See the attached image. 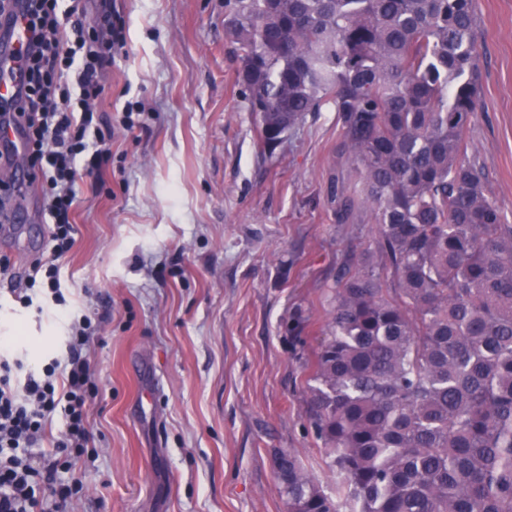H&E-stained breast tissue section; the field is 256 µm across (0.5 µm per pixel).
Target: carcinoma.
Returning <instances> with one entry per match:
<instances>
[{
	"mask_svg": "<svg viewBox=\"0 0 512 512\" xmlns=\"http://www.w3.org/2000/svg\"><path fill=\"white\" fill-rule=\"evenodd\" d=\"M264 142L331 106L377 224L309 358L305 416L332 495L273 455L288 512H512V224L467 131L474 0H224Z\"/></svg>",
	"mask_w": 512,
	"mask_h": 512,
	"instance_id": "cac0c4a2",
	"label": "carcinoma"
}]
</instances>
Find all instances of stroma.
I'll return each mask as SVG.
<instances>
[{
    "mask_svg": "<svg viewBox=\"0 0 512 512\" xmlns=\"http://www.w3.org/2000/svg\"><path fill=\"white\" fill-rule=\"evenodd\" d=\"M127 44L103 108L117 130L101 177L79 183L75 244L61 272L67 305L98 323L88 357L96 460L69 512H287L274 450L294 451L321 484L336 476L305 421L307 357L325 336L343 266L376 247L369 213L341 219L334 189L358 196L332 107L265 147L224 40V0H111ZM480 108L468 132L512 224V0H475ZM0 161V341L13 378L66 355L69 321L22 308L31 254L52 220Z\"/></svg>",
    "mask_w": 512,
    "mask_h": 512,
    "instance_id": "obj_1",
    "label": "stroma"
}]
</instances>
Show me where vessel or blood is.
Here are the masks:
<instances>
[{
    "mask_svg": "<svg viewBox=\"0 0 512 512\" xmlns=\"http://www.w3.org/2000/svg\"><path fill=\"white\" fill-rule=\"evenodd\" d=\"M22 0H0V108L9 107L25 84L20 57L28 44Z\"/></svg>",
    "mask_w": 512,
    "mask_h": 512,
    "instance_id": "1",
    "label": "vessel or blood"
}]
</instances>
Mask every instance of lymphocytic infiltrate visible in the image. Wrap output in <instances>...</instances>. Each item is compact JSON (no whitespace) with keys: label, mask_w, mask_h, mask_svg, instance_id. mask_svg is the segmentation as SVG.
I'll list each match as a JSON object with an SVG mask.
<instances>
[{"label":"lymphocytic infiltrate","mask_w":512,"mask_h":512,"mask_svg":"<svg viewBox=\"0 0 512 512\" xmlns=\"http://www.w3.org/2000/svg\"><path fill=\"white\" fill-rule=\"evenodd\" d=\"M29 48L24 56L26 85L11 124L24 133L29 174L40 185L53 219L52 247L30 266L26 294L63 304L60 272L74 246L77 183L101 170L112 155L114 131L98 114L105 75L125 46L108 0H24ZM65 361L28 373L22 390L11 385V366L0 362V512H43L52 502L66 512L82 484L68 478L76 459L91 452L88 408L98 395L86 349L96 327L88 315L71 323ZM59 420L53 448L38 445L48 422Z\"/></svg>","instance_id":"obj_1"}]
</instances>
